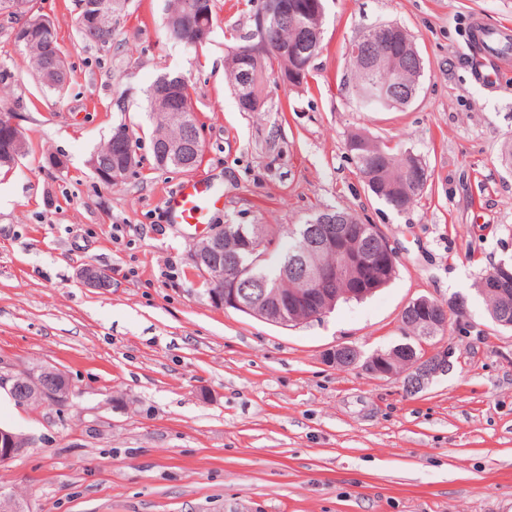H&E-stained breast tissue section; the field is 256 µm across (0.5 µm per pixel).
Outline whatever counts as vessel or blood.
<instances>
[{
  "label": "vessel or blood",
  "mask_w": 512,
  "mask_h": 512,
  "mask_svg": "<svg viewBox=\"0 0 512 512\" xmlns=\"http://www.w3.org/2000/svg\"><path fill=\"white\" fill-rule=\"evenodd\" d=\"M224 209V188L210 175L182 179L164 199L161 221L199 230Z\"/></svg>",
  "instance_id": "b4317fda"
}]
</instances>
